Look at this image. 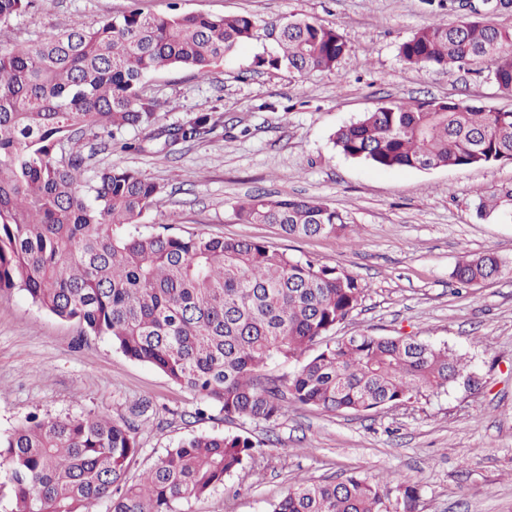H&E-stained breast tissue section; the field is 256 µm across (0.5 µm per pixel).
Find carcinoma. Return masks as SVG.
<instances>
[{
  "label": "carcinoma",
  "instance_id": "cac0c4a2",
  "mask_svg": "<svg viewBox=\"0 0 512 512\" xmlns=\"http://www.w3.org/2000/svg\"><path fill=\"white\" fill-rule=\"evenodd\" d=\"M55 0H0V23ZM495 0L471 19L420 26L399 46L419 69L487 64L512 93V29L489 21ZM246 14H145L131 10L89 29L52 30L34 44L0 49V292L25 291L39 308L106 336L127 357L151 364L227 419L276 423L294 403L321 412L370 413L448 389L465 364L448 348L415 337H335L364 297L339 266L297 257L258 240L207 233H123L142 223L163 187L112 166L88 174L86 136L119 140L156 121L146 75L169 66L204 78L250 39ZM278 50L257 66L298 74L338 70L349 45L313 19L278 28ZM217 119L197 113L174 128L191 141ZM344 156L375 166L433 169L512 163V110L477 100L381 102L340 127ZM480 217L512 202V188L472 191ZM240 224H275L289 238L345 234L347 214L314 198L252 195L234 207ZM493 253L458 263L456 280L472 287L511 275ZM315 354L306 356L310 350ZM298 362L281 377L271 366ZM139 452L133 424L96 415L32 417L0 440V487L10 512H178L201 499L257 452L243 435L196 436L166 450L132 484ZM397 495H392V491ZM300 480L271 512H417L419 488Z\"/></svg>",
  "mask_w": 512,
  "mask_h": 512
}]
</instances>
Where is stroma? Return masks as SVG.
Here are the masks:
<instances>
[{
	"label": "stroma",
	"mask_w": 512,
	"mask_h": 512,
	"mask_svg": "<svg viewBox=\"0 0 512 512\" xmlns=\"http://www.w3.org/2000/svg\"><path fill=\"white\" fill-rule=\"evenodd\" d=\"M449 0H55L0 24V46L31 43L54 29L91 27L132 9L212 17L248 14L253 36L209 77L184 66L148 74L145 93L161 108L154 124L128 130L143 151L90 140L91 169L114 165L163 186L140 234L170 225L227 238L263 240L288 253L343 267L365 288L338 335L415 336L460 356L471 383L371 414L289 407L273 425L225 419L151 365L105 337L38 308L21 290L0 296V438L33 414L92 413L133 422L137 479L167 449L199 435H246L253 459L181 512H270L301 479L352 473L417 485L419 512H512V277L461 288L464 257L493 252L512 264V218L481 219L476 188L512 185V163L380 169L340 154L332 136L381 102L472 99L512 110V95L485 65L444 72L404 63L398 49L420 26L459 19ZM309 18L339 28L351 51L338 72L304 76L256 67L276 49L273 27ZM276 111H268V104ZM194 112L219 123L196 141L166 142L164 130ZM315 197L346 212L352 234L289 239L271 224H240L248 196ZM144 414H137L138 406ZM204 416H196V409Z\"/></svg>",
	"instance_id": "obj_1"
}]
</instances>
